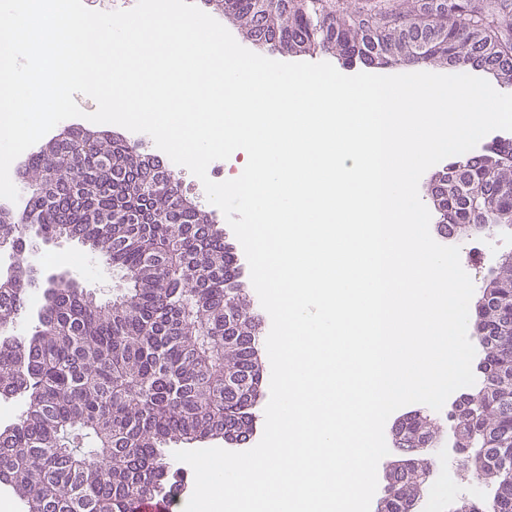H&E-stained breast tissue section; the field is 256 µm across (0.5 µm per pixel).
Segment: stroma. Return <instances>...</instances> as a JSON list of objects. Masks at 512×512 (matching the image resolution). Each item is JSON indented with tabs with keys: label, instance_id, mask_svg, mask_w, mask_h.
<instances>
[{
	"label": "stroma",
	"instance_id": "1",
	"mask_svg": "<svg viewBox=\"0 0 512 512\" xmlns=\"http://www.w3.org/2000/svg\"><path fill=\"white\" fill-rule=\"evenodd\" d=\"M439 244L456 246L460 249V261L471 277L474 286H481L489 269L495 267L500 255L512 252V234L503 233L493 238L482 235L469 237L438 236ZM37 268L44 272L67 273L77 280L89 293L101 302L112 301L121 295L126 281L121 272L113 270L105 257L91 252L79 240L58 238L41 253L34 256ZM441 425L443 434L433 455V475L430 491L418 505L419 512H452L458 500L464 497L478 498L485 489L476 483L463 479L462 469L456 458L448 454V441L452 436V424L447 411L434 415Z\"/></svg>",
	"mask_w": 512,
	"mask_h": 512
}]
</instances>
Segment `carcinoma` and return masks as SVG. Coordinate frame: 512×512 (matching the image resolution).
Wrapping results in <instances>:
<instances>
[{
  "mask_svg": "<svg viewBox=\"0 0 512 512\" xmlns=\"http://www.w3.org/2000/svg\"><path fill=\"white\" fill-rule=\"evenodd\" d=\"M247 38L291 56L331 54L346 66L437 65L512 90V0H206ZM151 167L134 145L89 132L49 141L28 163L30 195L0 209V247L76 238L124 273L110 304L52 278L34 329L14 333L38 276L23 262L0 275V397L22 400L0 426V484L25 512H130L166 487L169 443L249 436L260 321L224 229L186 201L179 172ZM428 198L440 230H512V139L448 162ZM483 309L484 385L455 415L466 476L489 490L456 512H512V255L490 271ZM403 448H431L432 418L402 423ZM432 462L407 469L415 491Z\"/></svg>",
  "mask_w": 512,
  "mask_h": 512,
  "instance_id": "cac0c4a2",
  "label": "carcinoma"
}]
</instances>
